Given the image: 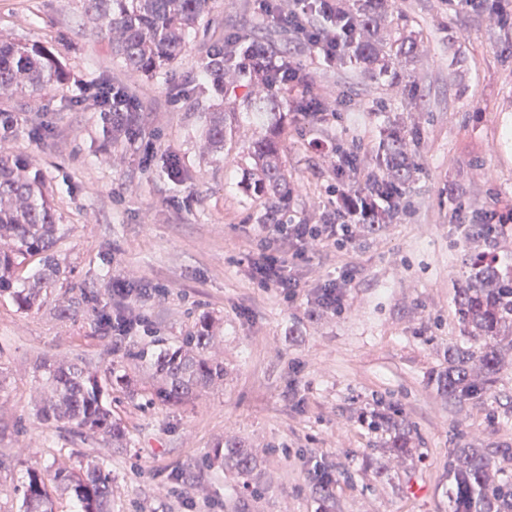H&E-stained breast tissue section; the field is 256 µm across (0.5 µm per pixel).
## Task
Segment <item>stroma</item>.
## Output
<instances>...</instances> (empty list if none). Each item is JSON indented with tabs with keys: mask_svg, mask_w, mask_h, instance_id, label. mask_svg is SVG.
<instances>
[{
	"mask_svg": "<svg viewBox=\"0 0 512 512\" xmlns=\"http://www.w3.org/2000/svg\"><path fill=\"white\" fill-rule=\"evenodd\" d=\"M391 9L419 39V63H393L396 80L324 61L267 17L261 0H213L184 55L150 78L126 72L81 0H0V32L54 49L69 75L38 101L0 98L15 120L6 148L46 177L67 267L41 310L0 298V512H20L29 469L48 481L56 468L96 457L112 473L110 512H448V458L463 443L512 477V367L484 404L448 403L429 382L446 367L448 347L466 341L455 290L486 248L461 227L490 210L512 213V0H482L477 10L466 0H393ZM245 34L289 50L327 112L286 116L289 223H319L341 193H359L339 159L351 153L374 170L390 124L405 131L418 167L378 232L296 261L293 300L260 287L245 266L264 236L259 201L239 187L255 118L240 115L231 148L202 147L203 112L234 97L216 92L201 67ZM95 83L136 99L135 138L104 142L88 93ZM116 276L149 296L118 301ZM332 280L338 313L319 304ZM119 306L138 322L125 338L97 320ZM204 314L222 323L214 349L228 377L192 399L147 400L154 380L128 350L158 339L177 346ZM43 359L97 372L127 447L40 419ZM115 367L139 396L108 386ZM387 409L415 439L407 458L391 457V432L370 424ZM233 437L261 461L247 487L207 462ZM319 472L331 476L328 489Z\"/></svg>",
	"mask_w": 512,
	"mask_h": 512,
	"instance_id": "35a3bbf8",
	"label": "stroma"
}]
</instances>
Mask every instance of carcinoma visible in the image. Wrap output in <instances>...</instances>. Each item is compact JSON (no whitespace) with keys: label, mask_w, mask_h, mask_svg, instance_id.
I'll use <instances>...</instances> for the list:
<instances>
[{"label":"carcinoma","mask_w":512,"mask_h":512,"mask_svg":"<svg viewBox=\"0 0 512 512\" xmlns=\"http://www.w3.org/2000/svg\"><path fill=\"white\" fill-rule=\"evenodd\" d=\"M383 0H366L360 5H344L329 18L349 41L341 57L353 58L368 70L385 74L389 62L401 58L417 62V39L413 31L401 27L388 34ZM85 12L101 22L99 33L119 55L127 72L136 76L156 75L185 51L191 34L209 14L210 0H83ZM247 60L234 66L232 86L248 88L232 110L216 108L204 113L205 138L219 151L233 139L236 115L241 112H277L288 106L281 99L282 73L288 71L290 55L283 52L272 60L261 42L251 39L224 53L218 49L204 63V72L224 81L225 67L236 56ZM67 73L58 58L37 43H22L0 35V96L27 93L43 97L63 84ZM295 111L312 115L323 109L314 95L293 101ZM102 135L114 140H130L137 134L135 117L121 118L110 111L99 115ZM282 129L271 127L248 147L251 160L245 168L242 188L246 194L263 199L264 224H284V206L294 193L283 165ZM376 163L387 182L386 207L376 221L391 220L398 209L401 189L415 172L401 129L385 131L378 145ZM60 224L45 189L40 169L20 154L0 151V295H9L23 310L40 306L43 292L65 274L66 266L54 250ZM38 258L40 269L33 280L14 287L17 258ZM455 311L469 345H453L447 350L448 366L431 377L436 391L450 402L484 401L503 367V344L512 347V273L494 264H471L465 282L455 291ZM213 322L203 319L196 332L183 337L173 349L151 352L144 347L128 352L141 368L158 376L162 384L152 395L166 402L180 401L224 379V363L208 353ZM45 394L41 415L47 420H63L76 425L79 433L92 432L112 439L121 447L124 429L112 422L101 402L97 376L75 364L40 361ZM378 422L394 432L391 447H412L414 438L398 419L380 414ZM213 459L224 469L250 477L259 461L253 451L234 440L213 450ZM495 462L479 448H458L448 460V512H512V479L498 476ZM54 483L73 492L80 512H107L112 475L96 463L81 477L75 470L61 467ZM24 512H54L47 486L37 471L28 473L23 486Z\"/></svg>","instance_id":"obj_1"}]
</instances>
